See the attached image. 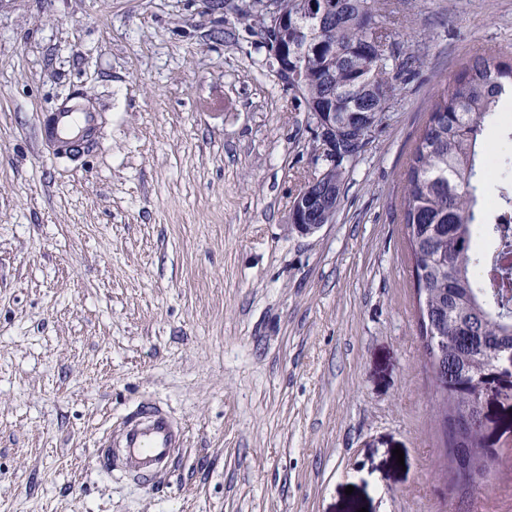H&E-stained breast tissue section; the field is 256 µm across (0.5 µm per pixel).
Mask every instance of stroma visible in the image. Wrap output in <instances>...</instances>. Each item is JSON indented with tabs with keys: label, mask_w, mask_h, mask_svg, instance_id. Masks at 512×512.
I'll list each match as a JSON object with an SVG mask.
<instances>
[{
	"label": "stroma",
	"mask_w": 512,
	"mask_h": 512,
	"mask_svg": "<svg viewBox=\"0 0 512 512\" xmlns=\"http://www.w3.org/2000/svg\"><path fill=\"white\" fill-rule=\"evenodd\" d=\"M240 2L0 0V512H455L401 186L512 0H392L411 69L311 235L310 114ZM70 101L96 131L58 158ZM145 400L186 428L153 490L93 457ZM482 407L471 512H512V376ZM76 115H79V119L82 124L88 127L94 123V116L90 112H80L79 114L64 110L57 112L53 127V135L60 144L65 145L71 142L69 134L78 122Z\"/></svg>",
	"instance_id": "obj_1"
}]
</instances>
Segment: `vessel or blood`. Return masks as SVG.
<instances>
[{
  "label": "vessel or blood",
  "mask_w": 512,
  "mask_h": 512,
  "mask_svg": "<svg viewBox=\"0 0 512 512\" xmlns=\"http://www.w3.org/2000/svg\"><path fill=\"white\" fill-rule=\"evenodd\" d=\"M94 116L83 112H57L53 135L68 144L76 124L92 125ZM185 443V427L161 405L145 402L129 409L119 424L97 442L94 458L99 467L118 471L134 484L152 488L160 484Z\"/></svg>",
  "instance_id": "b4317fda"
}]
</instances>
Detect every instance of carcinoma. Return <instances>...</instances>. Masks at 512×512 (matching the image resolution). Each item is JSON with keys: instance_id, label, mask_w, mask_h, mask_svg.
Here are the masks:
<instances>
[{"instance_id": "carcinoma-1", "label": "carcinoma", "mask_w": 512, "mask_h": 512, "mask_svg": "<svg viewBox=\"0 0 512 512\" xmlns=\"http://www.w3.org/2000/svg\"><path fill=\"white\" fill-rule=\"evenodd\" d=\"M320 18L310 0H279L282 15L303 31L295 68L304 72L306 110L334 112L352 136L386 111L409 67L391 40L381 0H347ZM512 100V58L479 54L466 60L434 95L404 174L402 223L413 271L427 294L420 301L425 356L439 370L438 390L450 422L449 456L457 475L484 472L470 451L481 426L478 375L487 363L471 338L512 342V155L481 146ZM490 201H485L488 185Z\"/></svg>"}]
</instances>
